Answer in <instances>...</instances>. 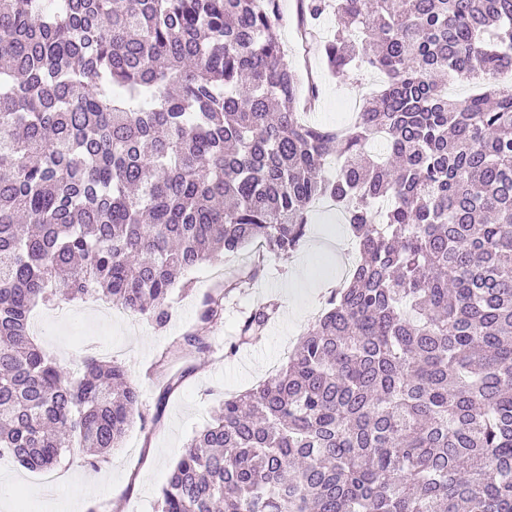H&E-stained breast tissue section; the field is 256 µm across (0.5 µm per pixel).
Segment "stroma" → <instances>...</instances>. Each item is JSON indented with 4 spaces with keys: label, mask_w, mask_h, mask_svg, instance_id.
Returning a JSON list of instances; mask_svg holds the SVG:
<instances>
[{
    "label": "stroma",
    "mask_w": 512,
    "mask_h": 512,
    "mask_svg": "<svg viewBox=\"0 0 512 512\" xmlns=\"http://www.w3.org/2000/svg\"><path fill=\"white\" fill-rule=\"evenodd\" d=\"M280 14L278 36L300 82L314 81L318 89L316 107L306 114V121L330 128L346 124L362 95L377 87V74L363 71L340 81L329 73L320 47L336 32L335 14L317 23L316 38L309 43L303 42L297 27L296 0H280ZM351 257V242L339 214L321 207L312 215L301 248L271 257L262 280L237 290L216 326L199 322L198 310L204 295L223 284L230 267L226 261L193 270L189 289L173 288L170 321L160 331L128 312L106 316L90 298L36 307L32 316L36 341L63 364L92 353L125 366L140 391L141 416L120 447L96 468L77 448L66 449L50 474L1 457L0 496L9 512H51L60 499L76 504V512H159L161 487L193 435L211 422L225 396L245 392L278 367L304 326L317 316L336 284L337 272ZM267 298L279 303L267 333L229 353L228 343L242 320ZM187 331L204 336L210 351L189 348L168 366L159 365L172 339ZM168 373L184 376L169 394L163 391ZM90 483L98 491L88 497L84 489Z\"/></svg>",
    "instance_id": "obj_1"
}]
</instances>
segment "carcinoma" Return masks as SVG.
<instances>
[{
  "label": "carcinoma",
  "mask_w": 512,
  "mask_h": 512,
  "mask_svg": "<svg viewBox=\"0 0 512 512\" xmlns=\"http://www.w3.org/2000/svg\"><path fill=\"white\" fill-rule=\"evenodd\" d=\"M298 3L305 39L336 14L337 79L381 78L347 127L303 120L279 0H0V455L95 467L138 413L123 366L36 343V306L164 329L181 275L253 246L200 305L216 323L329 201L357 264L190 440L161 512H512V82L433 79L512 76V0ZM186 345L208 348L162 358Z\"/></svg>",
  "instance_id": "cac0c4a2"
}]
</instances>
